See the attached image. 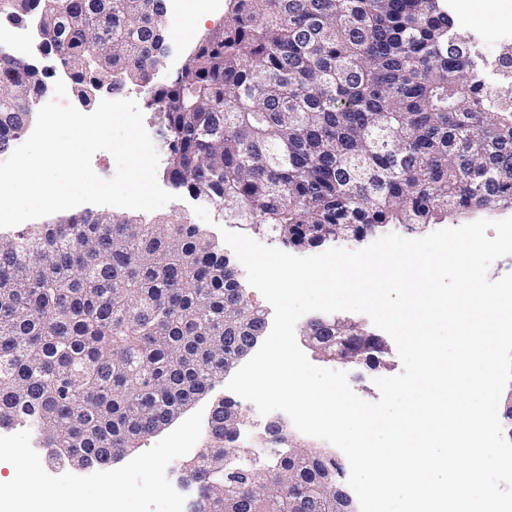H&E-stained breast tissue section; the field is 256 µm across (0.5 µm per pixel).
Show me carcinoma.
Returning a JSON list of instances; mask_svg holds the SVG:
<instances>
[{
    "mask_svg": "<svg viewBox=\"0 0 512 512\" xmlns=\"http://www.w3.org/2000/svg\"><path fill=\"white\" fill-rule=\"evenodd\" d=\"M91 103L144 89L167 179L285 246L512 209V42L484 74L448 0H230L224 27L162 80L164 0H0ZM44 72L0 54V154L26 130ZM266 323L236 266L179 219L73 214L0 236V428L34 422L55 462L106 466L144 445L223 378L234 344ZM237 405L218 401L187 461L189 512H336V460L260 438L272 463L238 469Z\"/></svg>",
    "mask_w": 512,
    "mask_h": 512,
    "instance_id": "obj_1",
    "label": "carcinoma"
}]
</instances>
